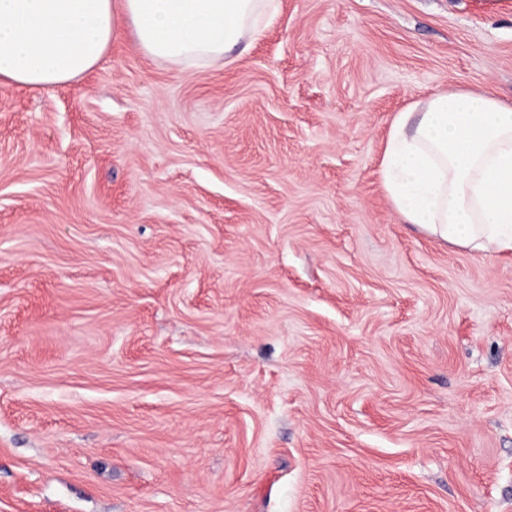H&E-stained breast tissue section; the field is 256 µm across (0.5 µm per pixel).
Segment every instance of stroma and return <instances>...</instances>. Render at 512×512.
I'll list each match as a JSON object with an SVG mask.
<instances>
[{
  "label": "stroma",
  "mask_w": 512,
  "mask_h": 512,
  "mask_svg": "<svg viewBox=\"0 0 512 512\" xmlns=\"http://www.w3.org/2000/svg\"><path fill=\"white\" fill-rule=\"evenodd\" d=\"M512 101V0H279L0 85V512H512V252L407 223L396 112Z\"/></svg>",
  "instance_id": "obj_1"
}]
</instances>
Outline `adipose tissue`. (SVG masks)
Segmentation results:
<instances>
[{
  "label": "adipose tissue",
  "instance_id": "obj_1",
  "mask_svg": "<svg viewBox=\"0 0 512 512\" xmlns=\"http://www.w3.org/2000/svg\"><path fill=\"white\" fill-rule=\"evenodd\" d=\"M277 0H0V81L56 88L96 67L121 27L148 57L183 67L224 59ZM407 223L481 253L512 251V105L435 93L396 113L380 163Z\"/></svg>",
  "mask_w": 512,
  "mask_h": 512
}]
</instances>
